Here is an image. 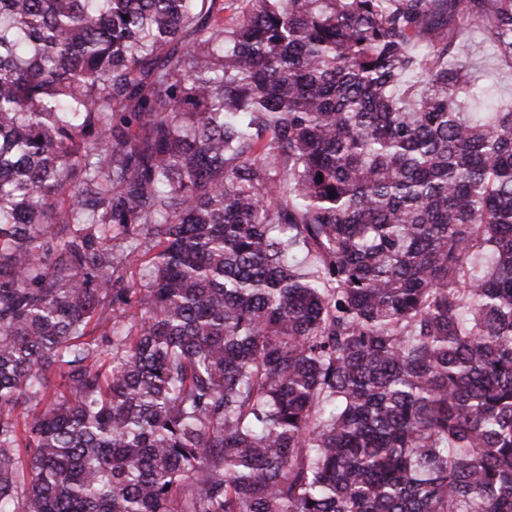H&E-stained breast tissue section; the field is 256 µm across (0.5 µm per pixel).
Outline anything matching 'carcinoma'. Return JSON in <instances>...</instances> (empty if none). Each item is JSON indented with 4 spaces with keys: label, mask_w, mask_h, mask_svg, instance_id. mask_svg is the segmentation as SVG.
<instances>
[{
    "label": "carcinoma",
    "mask_w": 512,
    "mask_h": 512,
    "mask_svg": "<svg viewBox=\"0 0 512 512\" xmlns=\"http://www.w3.org/2000/svg\"><path fill=\"white\" fill-rule=\"evenodd\" d=\"M470 34L512 0H0V512H512Z\"/></svg>",
    "instance_id": "cac0c4a2"
}]
</instances>
